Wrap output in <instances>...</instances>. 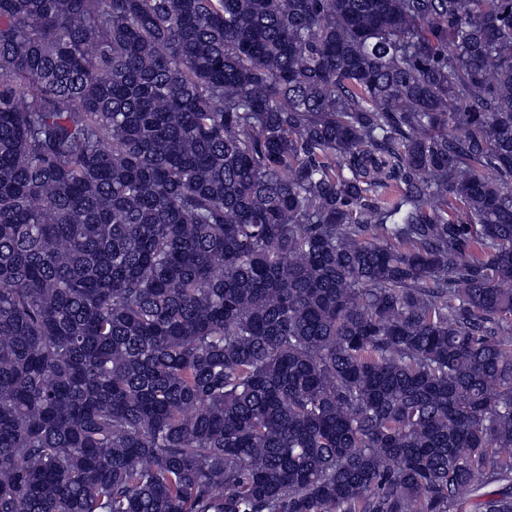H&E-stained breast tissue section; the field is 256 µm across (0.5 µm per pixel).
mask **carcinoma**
I'll list each match as a JSON object with an SVG mask.
<instances>
[{"instance_id":"cac0c4a2","label":"carcinoma","mask_w":512,"mask_h":512,"mask_svg":"<svg viewBox=\"0 0 512 512\" xmlns=\"http://www.w3.org/2000/svg\"><path fill=\"white\" fill-rule=\"evenodd\" d=\"M512 512V0H0V512Z\"/></svg>"}]
</instances>
